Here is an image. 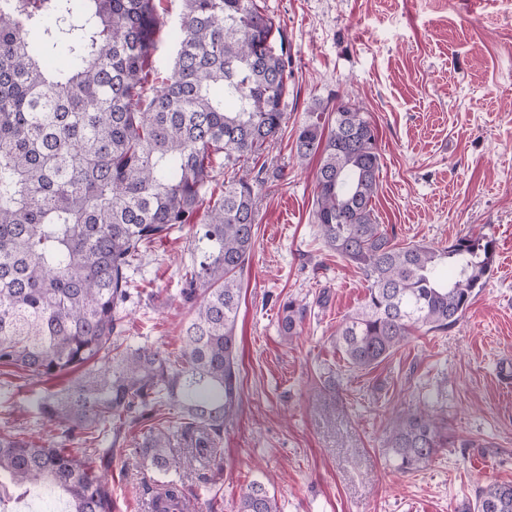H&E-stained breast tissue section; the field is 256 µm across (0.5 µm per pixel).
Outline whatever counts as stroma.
I'll return each instance as SVG.
<instances>
[{
  "instance_id": "1",
  "label": "stroma",
  "mask_w": 512,
  "mask_h": 512,
  "mask_svg": "<svg viewBox=\"0 0 512 512\" xmlns=\"http://www.w3.org/2000/svg\"><path fill=\"white\" fill-rule=\"evenodd\" d=\"M284 36L288 124L258 173L256 246L242 275L236 334L242 411L216 465L163 473L111 449L119 512H144L155 488L184 485L191 512H237L265 484L280 512H464L480 488L512 484V0H260ZM355 101L377 129L379 224L397 243L496 241L493 271L460 320L413 333L370 370L349 367L337 326L364 301L357 269L328 251L311 220L316 160L299 163L296 130L316 101ZM180 224L128 271L122 338L183 346L180 296L193 264ZM305 305L300 333L279 332L281 305ZM0 371V431L43 434L33 399L59 390ZM426 406L448 445L421 470L390 464L393 411Z\"/></svg>"
}]
</instances>
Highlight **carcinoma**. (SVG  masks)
<instances>
[{"label":"carcinoma","instance_id":"obj_1","mask_svg":"<svg viewBox=\"0 0 512 512\" xmlns=\"http://www.w3.org/2000/svg\"><path fill=\"white\" fill-rule=\"evenodd\" d=\"M258 0H183L171 29L156 0H0V367L31 378L78 375L44 390L35 407L60 441L0 433V503L43 484L66 512H114L112 492L86 457L95 444L140 426L129 455L159 472L215 461L239 416L236 327L241 274L255 244L264 181L248 163L287 122L288 59ZM176 43L161 83L149 79L163 35ZM69 59L48 72L43 55ZM318 101L297 128L295 150L319 159L312 222L324 245L367 282L363 304L336 329L354 368L379 364L412 332L455 325L492 272L495 240L463 235L443 248L401 246L372 205L380 152L363 109L339 102L329 125ZM224 191L208 196L216 169ZM177 224H192L194 263L181 298L190 307L179 356L123 345L128 269ZM291 337L307 309L281 306ZM164 406L172 424H154ZM448 443L423 408L395 416L383 447L395 470L413 473ZM175 512L188 501L166 485ZM238 512H279L252 483ZM473 512H512V484L478 492Z\"/></svg>","mask_w":512,"mask_h":512}]
</instances>
